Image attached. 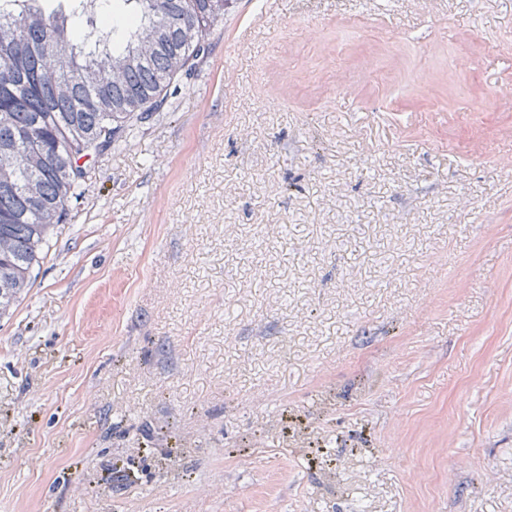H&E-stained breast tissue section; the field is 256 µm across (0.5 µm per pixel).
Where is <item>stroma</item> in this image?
<instances>
[{
	"label": "stroma",
	"mask_w": 512,
	"mask_h": 512,
	"mask_svg": "<svg viewBox=\"0 0 512 512\" xmlns=\"http://www.w3.org/2000/svg\"><path fill=\"white\" fill-rule=\"evenodd\" d=\"M507 154L512 0H234L0 317V512H512Z\"/></svg>",
	"instance_id": "obj_1"
}]
</instances>
